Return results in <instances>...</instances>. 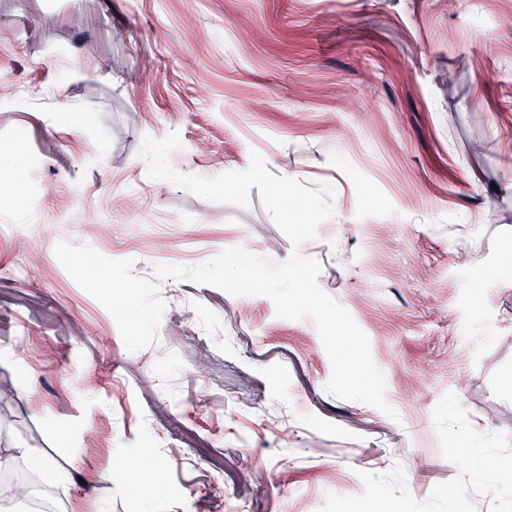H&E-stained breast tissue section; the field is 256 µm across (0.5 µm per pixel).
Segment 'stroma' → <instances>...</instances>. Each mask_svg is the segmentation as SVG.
I'll list each match as a JSON object with an SVG mask.
<instances>
[{"instance_id":"35a3bbf8","label":"stroma","mask_w":512,"mask_h":512,"mask_svg":"<svg viewBox=\"0 0 512 512\" xmlns=\"http://www.w3.org/2000/svg\"><path fill=\"white\" fill-rule=\"evenodd\" d=\"M173 131L180 172L255 150L333 187L297 250L368 336L396 418L328 393L313 322L269 297L166 280L132 352L66 272L61 241L145 276L296 250L258 188L240 207L151 178L142 141ZM510 132L512 0H0V155L24 192L0 180V377L57 464L58 512H139L113 461L147 448L150 512H512Z\"/></svg>"}]
</instances>
